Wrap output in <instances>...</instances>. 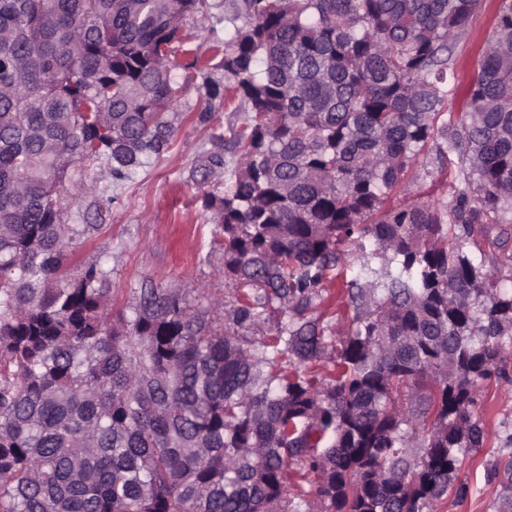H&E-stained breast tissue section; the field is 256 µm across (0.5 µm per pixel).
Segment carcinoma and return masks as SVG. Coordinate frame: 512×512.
I'll list each match as a JSON object with an SVG mask.
<instances>
[{
  "instance_id": "carcinoma-1",
  "label": "carcinoma",
  "mask_w": 512,
  "mask_h": 512,
  "mask_svg": "<svg viewBox=\"0 0 512 512\" xmlns=\"http://www.w3.org/2000/svg\"><path fill=\"white\" fill-rule=\"evenodd\" d=\"M231 2L191 63L224 70L200 121L245 114L204 200L234 288L217 325L182 289L128 311L109 270L65 274L100 225L60 205L98 193L83 164L118 183L171 148L203 0H0V512H298L309 494L430 512L465 493L477 388L509 380L512 291L484 248L512 242V0L457 118L452 47L481 0ZM430 154L462 188L393 203ZM492 477L512 512V459Z\"/></svg>"
}]
</instances>
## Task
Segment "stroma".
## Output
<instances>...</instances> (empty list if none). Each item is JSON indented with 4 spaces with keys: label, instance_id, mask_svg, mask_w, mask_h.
<instances>
[{
    "label": "stroma",
    "instance_id": "stroma-1",
    "mask_svg": "<svg viewBox=\"0 0 512 512\" xmlns=\"http://www.w3.org/2000/svg\"><path fill=\"white\" fill-rule=\"evenodd\" d=\"M224 2L206 0L203 11L185 22L196 35L194 45L199 53H207L213 35L224 31ZM500 5V0H483L478 16L454 46L448 78L450 112L467 109ZM188 62L183 55L175 58L173 75L183 92L174 108L177 134L171 150L113 188L111 204L99 205L86 198L75 207L65 199L62 213L70 224L100 225V232L78 250L74 261L110 270L112 294L118 303H133L135 288L150 281L162 287L190 289V299L198 309L221 319L232 305L233 291L222 274L220 230L209 223L203 198L223 192L224 176L221 171L206 170L204 163L210 153L224 152V145L214 136L237 115L226 109L213 113L208 122H199L196 108L209 83H223L224 72L214 68L203 78ZM457 188L454 180L419 171L406 177L396 197L447 199ZM478 405L483 443L467 455L458 472L468 493L435 503L434 512H494L499 487L491 481L490 472L512 457V383L481 385Z\"/></svg>",
    "mask_w": 512,
    "mask_h": 512
}]
</instances>
